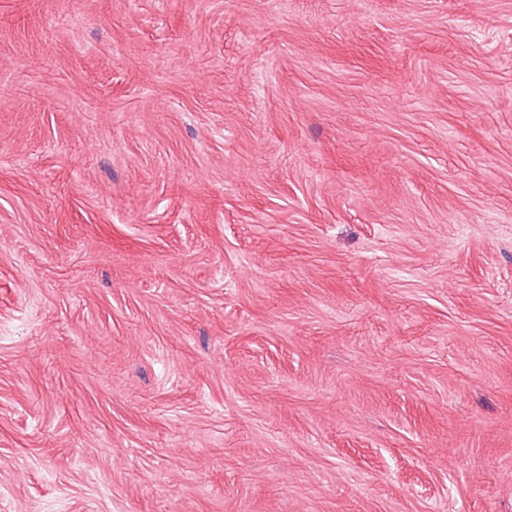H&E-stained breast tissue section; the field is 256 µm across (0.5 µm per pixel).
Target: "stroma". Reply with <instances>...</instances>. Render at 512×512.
I'll use <instances>...</instances> for the list:
<instances>
[{
  "instance_id": "1",
  "label": "stroma",
  "mask_w": 512,
  "mask_h": 512,
  "mask_svg": "<svg viewBox=\"0 0 512 512\" xmlns=\"http://www.w3.org/2000/svg\"><path fill=\"white\" fill-rule=\"evenodd\" d=\"M0 512H512V0H0Z\"/></svg>"
}]
</instances>
